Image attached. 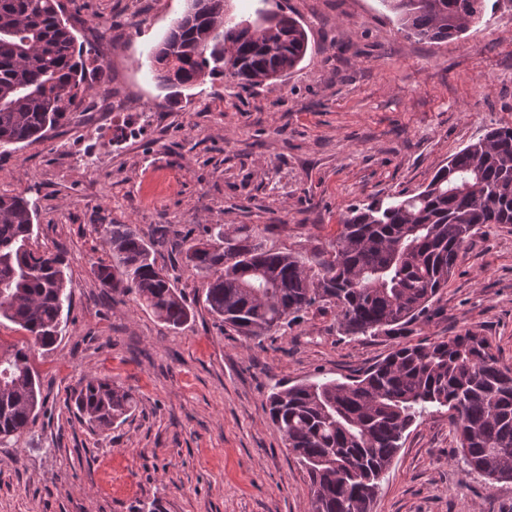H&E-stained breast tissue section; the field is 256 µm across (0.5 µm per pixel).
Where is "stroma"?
Listing matches in <instances>:
<instances>
[{"label":"stroma","mask_w":512,"mask_h":512,"mask_svg":"<svg viewBox=\"0 0 512 512\" xmlns=\"http://www.w3.org/2000/svg\"><path fill=\"white\" fill-rule=\"evenodd\" d=\"M91 52L93 95L47 137L0 154V193L35 205L33 239L63 250L72 305L48 350L31 351L44 403L0 447V512H312L310 482L265 409L276 385L346 380L398 343L472 330L512 368V225L466 247L439 299L399 336L350 338L311 309L262 341L225 329L181 254L215 225L262 230L304 255L341 216L423 190L490 129L512 126V8L460 37L407 34L380 0H227L296 18L308 35L286 76L243 90L208 76L173 95L148 56L187 0H61ZM101 224H133L177 277L190 321L173 330L94 276ZM130 388L122 423H81L66 398L83 377ZM447 409L406 432L371 512H512V482L489 485L455 455Z\"/></svg>","instance_id":"obj_1"}]
</instances>
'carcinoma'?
Instances as JSON below:
<instances>
[{
  "instance_id": "obj_1",
  "label": "carcinoma",
  "mask_w": 512,
  "mask_h": 512,
  "mask_svg": "<svg viewBox=\"0 0 512 512\" xmlns=\"http://www.w3.org/2000/svg\"><path fill=\"white\" fill-rule=\"evenodd\" d=\"M380 2L402 30L442 42L480 21L487 0ZM224 3L210 0L201 19L177 20L150 53L152 61L174 59V71L154 69L161 83L190 87L221 74L248 90L260 86L259 76L302 62L307 36L297 20L260 11L253 23H235ZM62 10L60 0H0V148L43 138L90 95ZM226 49L231 72L220 64ZM486 224H512V126L453 155L424 190L351 208L337 237L309 257L269 246L260 232L220 225L207 239L212 249L193 243L185 259L206 279L207 310L246 339L273 336L314 307L333 310L347 336H377L430 311ZM99 229L112 257L94 270L100 284L134 296L170 328L187 323L193 310L153 245L131 224ZM32 237L28 201L0 194V320L26 333L23 346L0 340L1 447L35 421L41 398L29 351L60 338L70 306L62 254L34 247ZM68 400L95 426L126 419L138 404L131 389L96 375ZM265 407L308 473L312 512H370L405 432L433 408L448 409L467 471L492 485L512 482V368L477 332L400 344L349 382L279 385Z\"/></svg>"
}]
</instances>
